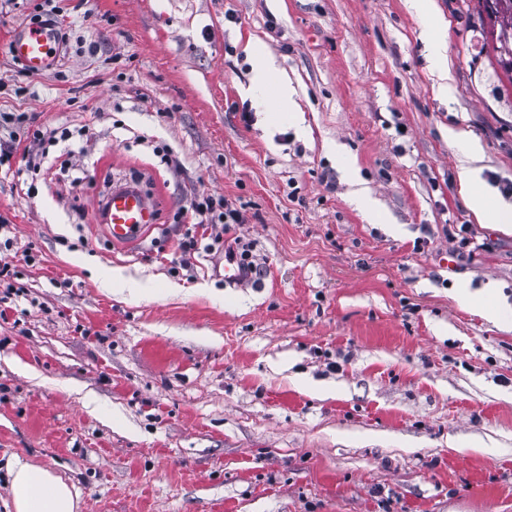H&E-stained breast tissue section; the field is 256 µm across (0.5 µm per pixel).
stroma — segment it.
Listing matches in <instances>:
<instances>
[{
	"instance_id": "stroma-1",
	"label": "stroma",
	"mask_w": 512,
	"mask_h": 512,
	"mask_svg": "<svg viewBox=\"0 0 512 512\" xmlns=\"http://www.w3.org/2000/svg\"><path fill=\"white\" fill-rule=\"evenodd\" d=\"M36 2L0 0V110L95 136L78 188L29 198L0 174L18 271L0 287V466L55 470L79 512H512V317L457 298L493 282L512 306V232L458 178L477 141L512 204V81L480 0H436L449 103L409 0H70L95 53L28 76L8 44ZM251 45L301 123H268ZM136 176L158 223L115 246L94 208ZM197 191L245 213L230 234L260 277L225 283L220 242L182 256L173 215Z\"/></svg>"
}]
</instances>
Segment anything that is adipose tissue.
Here are the masks:
<instances>
[{
	"label": "adipose tissue",
	"mask_w": 512,
	"mask_h": 512,
	"mask_svg": "<svg viewBox=\"0 0 512 512\" xmlns=\"http://www.w3.org/2000/svg\"><path fill=\"white\" fill-rule=\"evenodd\" d=\"M415 12L424 19L422 35L431 50L433 88L438 98L452 101L451 72L442 44V23L436 0H412ZM482 148L468 143L459 181L468 208L476 219L512 231V207L500 203L478 178ZM9 494L14 512H77L78 496L57 472L20 457L6 465Z\"/></svg>",
	"instance_id": "adipose-tissue-1"
}]
</instances>
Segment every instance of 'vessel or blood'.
I'll use <instances>...</instances> for the list:
<instances>
[{
  "label": "vessel or blood",
  "instance_id": "b4317fda",
  "mask_svg": "<svg viewBox=\"0 0 512 512\" xmlns=\"http://www.w3.org/2000/svg\"><path fill=\"white\" fill-rule=\"evenodd\" d=\"M9 50L13 58L36 74L52 69L59 60L54 31L39 24L20 26L9 42ZM99 221L105 224L113 242H130L156 224V206L138 182L117 181L103 199Z\"/></svg>",
  "mask_w": 512,
  "mask_h": 512
}]
</instances>
